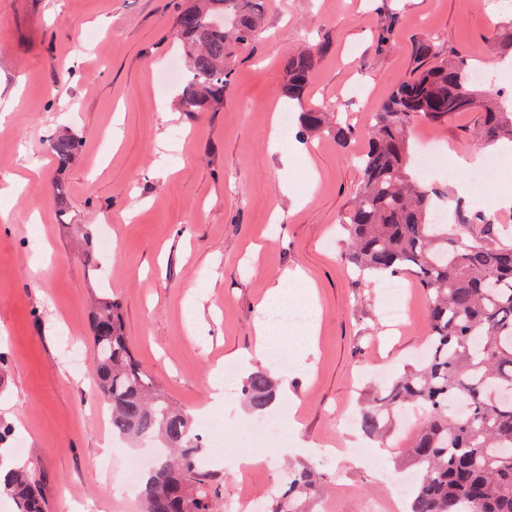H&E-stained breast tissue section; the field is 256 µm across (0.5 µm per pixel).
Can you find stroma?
<instances>
[{
	"label": "stroma",
	"instance_id": "1",
	"mask_svg": "<svg viewBox=\"0 0 512 512\" xmlns=\"http://www.w3.org/2000/svg\"><path fill=\"white\" fill-rule=\"evenodd\" d=\"M177 0H0V353L7 380L0 419L23 431L18 458L41 486L45 512H142L97 470L106 412L89 363L88 303L109 281L123 306L136 357L178 405L221 418L212 457L250 444L239 425L240 396L212 403L213 369H260L256 323L283 272H304L318 296L310 354L289 325V412L248 480L224 472V500L268 501L284 462L322 475L316 512H360L362 496H384L409 477L404 444L362 441L348 423L371 387L402 369L427 335L425 293L396 278L400 325L388 326L386 282L355 275L341 224L350 212L362 150L376 107L414 66L417 43L440 55L488 65L507 13L499 0H269L263 28L238 54L224 107L184 112L180 86L162 69ZM396 13L393 46L377 51L382 9ZM320 45L304 99L328 107L355 136L271 139L274 114L287 111L282 62ZM480 112L416 125L418 143L445 157L436 186L466 198L470 172L455 157L478 153ZM120 123L122 137L107 132ZM76 132V162L57 170L51 135ZM68 189L60 215L56 183ZM109 236L110 250L89 265L76 235ZM72 337L83 365L62 350Z\"/></svg>",
	"mask_w": 512,
	"mask_h": 512
}]
</instances>
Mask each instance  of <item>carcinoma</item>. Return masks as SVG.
Here are the masks:
<instances>
[{"label":"carcinoma","mask_w":512,"mask_h":512,"mask_svg":"<svg viewBox=\"0 0 512 512\" xmlns=\"http://www.w3.org/2000/svg\"><path fill=\"white\" fill-rule=\"evenodd\" d=\"M261 23L262 0H189L180 6L182 111L224 106L235 57L255 40ZM396 25L391 14L381 20L379 51L393 44ZM502 28L498 56L512 59V17ZM415 61L412 76L374 112L342 241L357 275L416 279L427 298V342L415 364L362 405L355 425L365 437L382 440L409 408L420 411L408 448L418 477L407 512H512V398L494 396L512 391V239L501 236L494 217L460 200L456 223H438L441 194L418 179L419 151L410 142L419 122L438 123L479 108L480 145L512 143V104L499 95L480 99L468 62L438 56L430 42L417 45ZM314 66L315 50L290 54L281 94L300 105L302 134L326 131L344 146L353 128L303 107ZM48 147L61 171L83 142L59 134ZM89 325L98 398L110 411L112 433L161 444L142 478L144 512H221L223 470L198 463L203 448L192 414L162 393L136 358L121 304L106 288L95 295ZM241 394L259 414L277 399L275 382L263 370L242 380ZM11 436L10 425L0 421V496L13 501L14 512H44L35 474L16 458L6 459ZM320 484L312 468H288L265 512H305Z\"/></svg>","instance_id":"cac0c4a2"}]
</instances>
